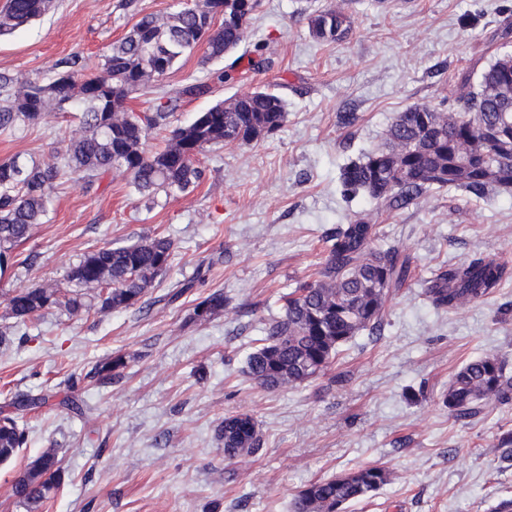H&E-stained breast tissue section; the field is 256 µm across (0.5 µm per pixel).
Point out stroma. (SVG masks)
Returning <instances> with one entry per match:
<instances>
[{"label":"stroma","instance_id":"stroma-1","mask_svg":"<svg viewBox=\"0 0 512 512\" xmlns=\"http://www.w3.org/2000/svg\"><path fill=\"white\" fill-rule=\"evenodd\" d=\"M335 6L352 31L320 42L307 16ZM176 0H56L36 23L0 37V71L45 75L73 52L98 58L144 14L165 16ZM512 0H260L239 50L256 45L270 71L216 85L185 99L173 125L214 101L271 89L285 100L284 127L257 143L206 152L203 182L187 195L148 207L128 180L105 176L89 188L64 179L46 223L15 247L0 276L13 291L64 283L88 251L141 237L171 238L175 252L143 307L71 316L55 310L11 326L0 343V412L27 434L0 464V512H25L12 495L30 457L54 449L62 482L43 512H292L312 482L367 466L392 474L387 485L346 512H496L512 498V403L455 419L442 402L469 360L495 355L512 370V279L462 311L433 307L423 285L476 252L512 260V193L476 199L431 187L390 208L366 193L346 195L341 170L381 147L398 112L425 104L463 111L462 72L478 74L512 40ZM352 123H345L346 115ZM74 118L48 113L0 135V160H49ZM364 216L376 244L412 259V276L386 303L380 335L361 333L341 348L329 374L297 388L268 390L246 373L257 338L282 313V297L316 273L330 229ZM188 284L178 300L173 290ZM223 292L229 304L205 322L196 304ZM123 355L107 383L89 379L100 362ZM50 406L16 411L26 395ZM78 400L81 413L69 410ZM252 414L263 446L248 461L224 456V417Z\"/></svg>","mask_w":512,"mask_h":512}]
</instances>
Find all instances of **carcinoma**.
Returning <instances> with one entry per match:
<instances>
[{
    "instance_id": "carcinoma-1",
    "label": "carcinoma",
    "mask_w": 512,
    "mask_h": 512,
    "mask_svg": "<svg viewBox=\"0 0 512 512\" xmlns=\"http://www.w3.org/2000/svg\"><path fill=\"white\" fill-rule=\"evenodd\" d=\"M232 21L215 27L205 41L208 61L224 60V49L237 48L246 37L258 6L256 0H183L166 17L141 16L123 38L98 60L70 53L55 60L45 77L20 78L0 71V133L38 124L46 113L72 100L78 120L66 146L53 160L17 157L0 160V275L11 264L12 251L46 223L52 193L73 176L92 186L104 175L119 173L148 196L151 204L193 191L205 178L200 155L224 144L249 145L285 125L284 100L268 91L245 92L218 101L188 124L171 130L164 146L149 150L150 133L168 127L187 97H203L212 84L237 72L240 59L205 80L166 88L168 75L200 46L202 20L216 23L218 3ZM55 0H7L0 9V35L40 19ZM310 35L338 42L351 31L345 12L328 7L308 16ZM151 95L148 111L134 119L128 100ZM512 124V53L499 55L480 74L479 90L468 93L462 112H439L412 105L398 113L388 130L389 144L362 153L344 167V190L367 193L390 207H403L427 188L455 187L475 198L492 188L512 191V144L491 145L479 132L485 125ZM376 227L358 217L325 236V261L318 278L300 283L284 296L283 313L269 323L265 336L249 355L250 377L271 388L298 387L326 374L340 348L363 331L376 333L389 295L405 286L410 259L394 248L374 247ZM175 250L172 240L145 237L123 246L85 253L67 275L63 289L25 288L6 298L7 314L24 323L51 309L75 314L99 304V310L128 309L142 303L155 279L164 274ZM512 276L508 262L476 253L440 271L427 282L425 294L437 309L461 310L482 300ZM224 293L215 291L194 309L198 320L224 311ZM125 367L116 355L98 364L89 378L111 380ZM512 401V372L504 361L486 355L467 362L452 378L443 402L458 419L484 407ZM224 455L245 460L257 454L261 435L246 412L224 418L218 429ZM26 443L14 417L0 418V463L17 456ZM62 469L49 449L30 459L15 478L12 494L27 509L40 512L61 484ZM391 481V472L369 466L307 485L294 502L295 512H345Z\"/></svg>"
}]
</instances>
